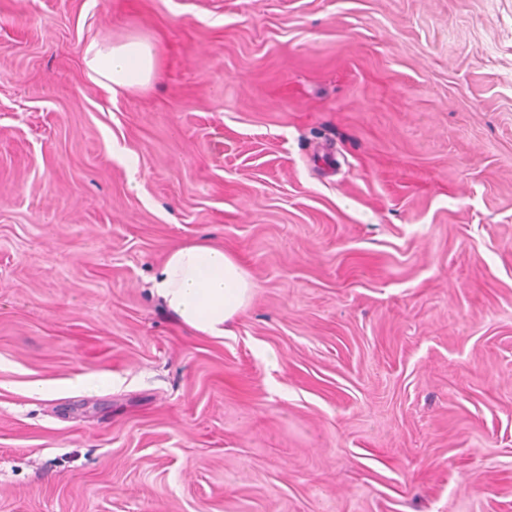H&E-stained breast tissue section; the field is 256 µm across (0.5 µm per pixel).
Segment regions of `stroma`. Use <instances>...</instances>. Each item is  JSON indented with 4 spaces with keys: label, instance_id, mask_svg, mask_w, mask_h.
Instances as JSON below:
<instances>
[{
    "label": "stroma",
    "instance_id": "obj_1",
    "mask_svg": "<svg viewBox=\"0 0 512 512\" xmlns=\"http://www.w3.org/2000/svg\"><path fill=\"white\" fill-rule=\"evenodd\" d=\"M0 512H512V0H0ZM87 77L117 95L150 85L159 70L156 46L132 36L121 43L93 39L83 49ZM150 291L191 331L223 337L251 304L256 284L224 247L209 240L182 243L168 252L150 278Z\"/></svg>",
    "mask_w": 512,
    "mask_h": 512
}]
</instances>
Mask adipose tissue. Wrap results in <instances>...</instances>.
I'll return each instance as SVG.
<instances>
[{"label":"adipose tissue","instance_id":"1","mask_svg":"<svg viewBox=\"0 0 512 512\" xmlns=\"http://www.w3.org/2000/svg\"><path fill=\"white\" fill-rule=\"evenodd\" d=\"M83 62L88 78L115 95L149 86L159 70L156 46L137 36L120 43L91 40L83 49ZM150 283L152 296L185 327L212 337L229 333L256 288L234 255L206 239L170 250Z\"/></svg>","mask_w":512,"mask_h":512}]
</instances>
